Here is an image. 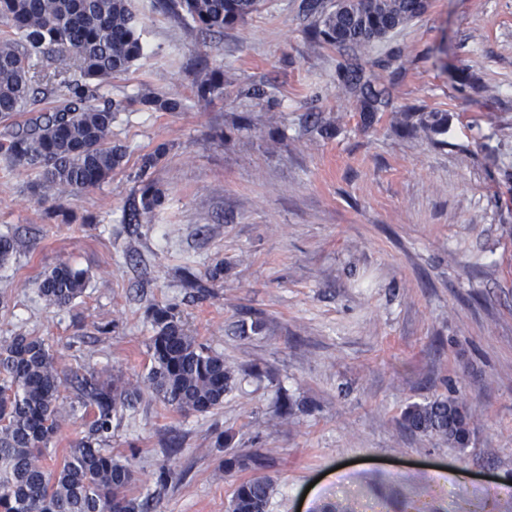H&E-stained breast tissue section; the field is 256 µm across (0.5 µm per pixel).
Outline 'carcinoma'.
I'll return each instance as SVG.
<instances>
[{"label":"carcinoma","mask_w":512,"mask_h":512,"mask_svg":"<svg viewBox=\"0 0 512 512\" xmlns=\"http://www.w3.org/2000/svg\"><path fill=\"white\" fill-rule=\"evenodd\" d=\"M164 10L185 12L204 32H222L249 14L263 0H159ZM429 0H343L327 8L323 0H309L316 16L312 39L369 54L374 44L421 17ZM132 0H0V119L26 112L36 94L47 90L53 106L44 113L9 126L0 135V159L7 168L24 167L35 173L33 192L65 198L96 187L112 176L125 152L112 145V124L125 105L100 94L112 77L126 72L142 55ZM70 54L73 65L48 72L40 62ZM380 75L362 69L340 73V87L356 99V111L370 123L389 104L386 90L376 88ZM142 102L165 112L182 104L160 95ZM448 118L436 111L418 114L416 122L392 124L396 133L410 130L442 134ZM158 146L141 158L138 205L127 214L130 224L161 208L165 191L149 171L165 155ZM21 241L0 234V268L20 251ZM224 275L218 263L206 280L185 278L187 287L203 300L210 284ZM88 275L68 262L45 270L35 283L43 301L66 309L87 288ZM153 336L152 365L142 384L121 374L108 377L95 370L74 375L75 397L66 402L61 388L68 377L52 347L37 336L18 334L0 342V512H149L150 505L129 494L130 465L112 458L107 448L112 421L134 406L147 390L180 413H208L224 403L232 390L235 370L220 355L209 352L181 321L177 307L150 308ZM94 419L86 435L64 449L54 465L55 439L65 423L82 409ZM404 425L467 447L472 414L466 404L449 396L412 404L402 415ZM274 491L268 475L240 482L229 512H266Z\"/></svg>","instance_id":"obj_1"}]
</instances>
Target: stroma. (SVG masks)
I'll return each instance as SVG.
<instances>
[{
	"mask_svg": "<svg viewBox=\"0 0 512 512\" xmlns=\"http://www.w3.org/2000/svg\"><path fill=\"white\" fill-rule=\"evenodd\" d=\"M307 3L265 0L209 35L133 0L144 53L104 89L126 106L111 179L59 200L0 163V233L25 243L0 269V339L39 336L67 372L136 383L150 367L149 306L178 304L236 381L209 413L147 392L113 421L112 456L152 512H228L258 471L275 483L266 512H512V0H429L374 51L399 58L382 73L396 84L390 108L368 127L338 89L360 60L311 41ZM210 77L223 95L198 99ZM149 90L181 110L143 107ZM401 106L447 114L445 146L396 135ZM335 117V134L319 135L315 121ZM161 143L151 176L166 204L126 223L140 159ZM56 206L67 219L47 218ZM62 261L89 276L66 310L34 288ZM219 262L224 278L201 301L174 275ZM252 321L260 330L240 335ZM452 391L474 416L467 447L403 426L408 405ZM281 394L295 403L285 417Z\"/></svg>",
	"mask_w": 512,
	"mask_h": 512,
	"instance_id": "1",
	"label": "stroma"
}]
</instances>
